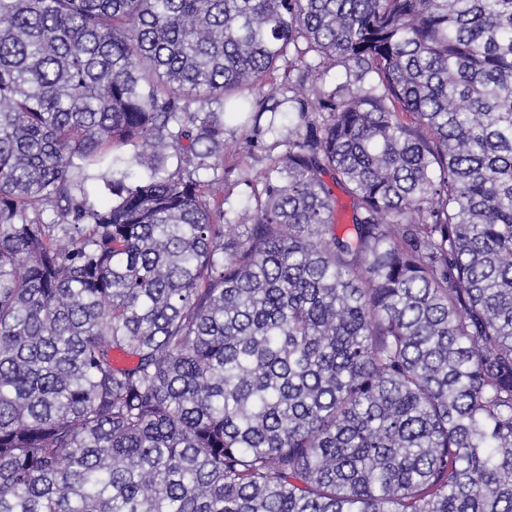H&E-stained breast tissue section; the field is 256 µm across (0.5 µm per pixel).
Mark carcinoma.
I'll return each mask as SVG.
<instances>
[{
    "instance_id": "obj_1",
    "label": "carcinoma",
    "mask_w": 512,
    "mask_h": 512,
    "mask_svg": "<svg viewBox=\"0 0 512 512\" xmlns=\"http://www.w3.org/2000/svg\"><path fill=\"white\" fill-rule=\"evenodd\" d=\"M0 512H512V0H0Z\"/></svg>"
}]
</instances>
